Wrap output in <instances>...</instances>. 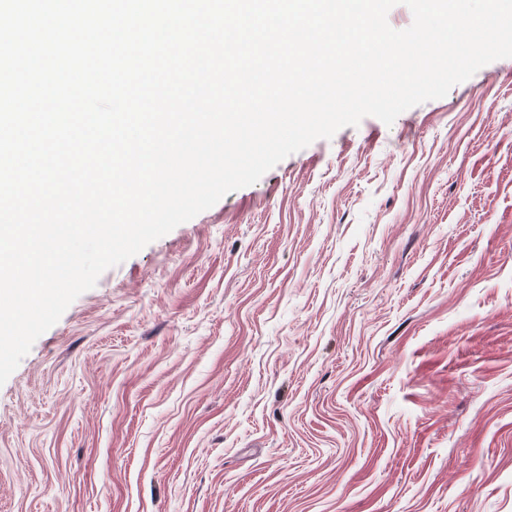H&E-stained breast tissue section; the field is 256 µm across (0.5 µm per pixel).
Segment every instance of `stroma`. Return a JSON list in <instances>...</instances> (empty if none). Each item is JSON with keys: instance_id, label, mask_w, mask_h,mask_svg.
<instances>
[{"instance_id": "obj_1", "label": "stroma", "mask_w": 512, "mask_h": 512, "mask_svg": "<svg viewBox=\"0 0 512 512\" xmlns=\"http://www.w3.org/2000/svg\"><path fill=\"white\" fill-rule=\"evenodd\" d=\"M510 67L105 271L0 385V512H512Z\"/></svg>"}]
</instances>
